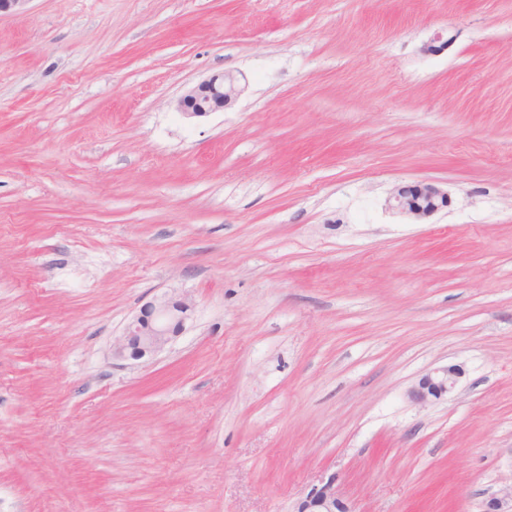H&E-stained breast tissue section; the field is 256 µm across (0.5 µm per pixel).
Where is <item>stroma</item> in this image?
Returning <instances> with one entry per match:
<instances>
[{
  "label": "stroma",
  "instance_id": "obj_1",
  "mask_svg": "<svg viewBox=\"0 0 512 512\" xmlns=\"http://www.w3.org/2000/svg\"><path fill=\"white\" fill-rule=\"evenodd\" d=\"M224 71L231 107L176 111ZM421 180L447 209L388 210ZM173 290L185 332L113 361ZM327 483L352 512L512 483V0L0 15V512H296ZM462 374L461 366L456 364L428 373L409 390V397L418 403L440 399L456 388Z\"/></svg>",
  "mask_w": 512,
  "mask_h": 512
}]
</instances>
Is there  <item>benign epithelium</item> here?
I'll use <instances>...</instances> for the list:
<instances>
[{"mask_svg":"<svg viewBox=\"0 0 512 512\" xmlns=\"http://www.w3.org/2000/svg\"><path fill=\"white\" fill-rule=\"evenodd\" d=\"M236 75L223 72L189 88L176 102L187 117H203L224 110L241 94ZM389 208L407 219L420 221L448 206V191L430 181L400 185L388 198ZM195 304L182 295H163L145 303L123 333L112 341V359L140 361L163 350L181 335L192 319ZM462 377V368L450 364L428 373L409 390L418 403L437 400L451 393ZM297 512H352L329 483L314 488L299 503ZM484 512H512V488L504 489L484 503Z\"/></svg>","mask_w":512,"mask_h":512,"instance_id":"1","label":"benign epithelium"}]
</instances>
